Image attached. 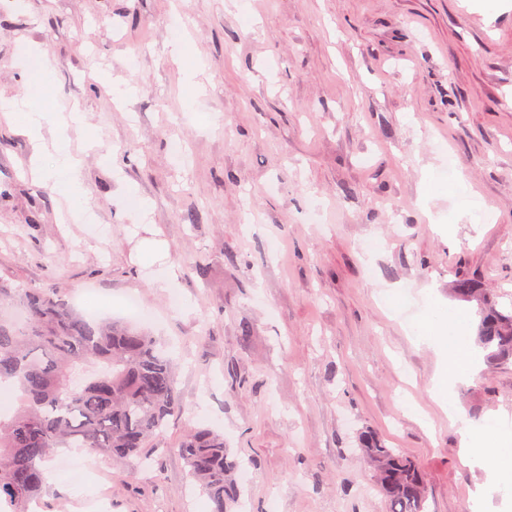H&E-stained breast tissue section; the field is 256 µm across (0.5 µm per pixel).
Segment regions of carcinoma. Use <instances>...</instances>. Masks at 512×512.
Instances as JSON below:
<instances>
[{
	"label": "carcinoma",
	"mask_w": 512,
	"mask_h": 512,
	"mask_svg": "<svg viewBox=\"0 0 512 512\" xmlns=\"http://www.w3.org/2000/svg\"><path fill=\"white\" fill-rule=\"evenodd\" d=\"M453 292L477 302L475 343L488 364L512 362V309L499 307L470 279ZM107 369L79 379L76 369ZM0 390L21 406L0 418V512H29L44 486V466L61 448H86L110 460L136 454L162 434L180 406L173 359L161 342L129 322L80 315L53 288H14L0 281ZM361 453L376 472L389 512H424V476L413 456L361 434ZM172 452L208 496L212 512L233 497L224 435L198 429Z\"/></svg>",
	"instance_id": "1"
}]
</instances>
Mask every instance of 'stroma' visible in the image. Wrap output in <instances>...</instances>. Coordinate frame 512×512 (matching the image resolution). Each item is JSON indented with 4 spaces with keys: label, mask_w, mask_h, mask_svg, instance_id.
<instances>
[{
    "label": "stroma",
    "mask_w": 512,
    "mask_h": 512,
    "mask_svg": "<svg viewBox=\"0 0 512 512\" xmlns=\"http://www.w3.org/2000/svg\"><path fill=\"white\" fill-rule=\"evenodd\" d=\"M26 91L82 114L91 218L31 173L53 126L0 116V277L115 320L135 295L181 398L142 455L82 451L94 480L50 460L40 512H210L172 452L197 427L238 463L228 512H389L364 431L415 456L424 512H469L487 473L414 330L473 334L462 277L512 299V0H0V98ZM463 362L473 432L512 435V363Z\"/></svg>",
    "instance_id": "obj_1"
}]
</instances>
